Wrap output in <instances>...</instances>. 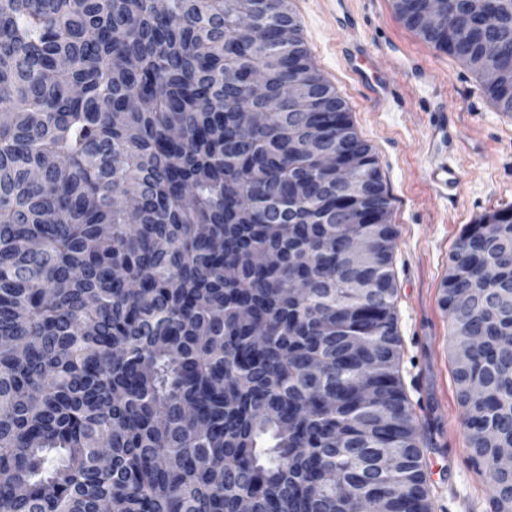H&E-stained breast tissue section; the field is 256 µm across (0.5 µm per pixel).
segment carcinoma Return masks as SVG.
<instances>
[{
    "mask_svg": "<svg viewBox=\"0 0 512 512\" xmlns=\"http://www.w3.org/2000/svg\"><path fill=\"white\" fill-rule=\"evenodd\" d=\"M0 0V512H434L429 442L402 375L391 201L371 146L316 72L289 0ZM396 17L512 115V0H457L468 28ZM291 26L293 53L254 73ZM498 47L495 56L486 45ZM301 84L296 105L249 113ZM346 165L367 184L340 191ZM290 200L270 216L272 203ZM354 223L336 224V214ZM485 223L499 225L493 242ZM371 236L374 286L343 270ZM123 273L114 283L113 269ZM512 207L465 225L440 304L467 462L512 512Z\"/></svg>",
    "mask_w": 512,
    "mask_h": 512,
    "instance_id": "cac0c4a2",
    "label": "carcinoma"
}]
</instances>
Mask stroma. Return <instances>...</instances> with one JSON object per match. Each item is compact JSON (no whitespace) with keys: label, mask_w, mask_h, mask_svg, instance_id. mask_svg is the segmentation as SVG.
Wrapping results in <instances>:
<instances>
[{"label":"stroma","mask_w":512,"mask_h":512,"mask_svg":"<svg viewBox=\"0 0 512 512\" xmlns=\"http://www.w3.org/2000/svg\"><path fill=\"white\" fill-rule=\"evenodd\" d=\"M319 74L344 99L359 136L372 147L392 202L397 237L393 272L409 399L432 448L429 485L435 512H490L485 477L464 464V416L448 349V314L440 306L448 254L464 225L512 207V116L500 112L482 80L398 20L391 0H291ZM365 43L372 62L351 52ZM389 81L371 99L367 81ZM449 112L459 139L441 149L427 131ZM458 169L456 195L430 188L433 162Z\"/></svg>","instance_id":"35a3bbf8"}]
</instances>
